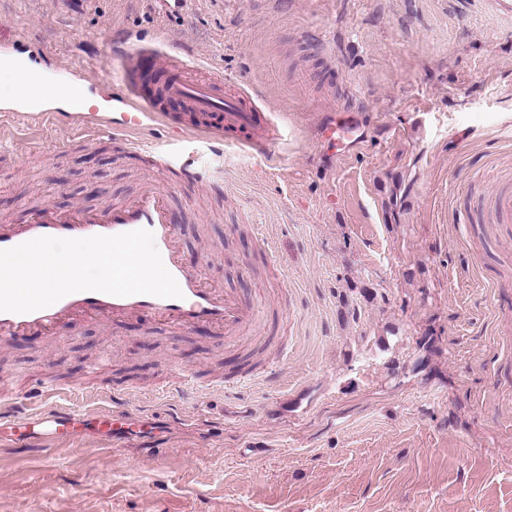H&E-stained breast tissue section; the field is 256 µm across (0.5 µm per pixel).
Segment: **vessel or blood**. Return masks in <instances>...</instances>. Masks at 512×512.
<instances>
[{
    "label": "vessel or blood",
    "mask_w": 512,
    "mask_h": 512,
    "mask_svg": "<svg viewBox=\"0 0 512 512\" xmlns=\"http://www.w3.org/2000/svg\"><path fill=\"white\" fill-rule=\"evenodd\" d=\"M112 72L110 81L120 87L114 95V106L124 119L113 123L92 106H82L66 113L65 119L73 127L89 136H97L110 128L125 136L127 148L149 156L156 167L177 169L186 187L207 184L212 176L199 167L197 151L189 132H174L175 147L164 149L139 137L146 122L154 117L155 106L137 93L140 62L144 48L127 38L110 47ZM22 53L17 48L0 45V79H11L21 71ZM156 66L163 74L161 94L181 101L190 111L213 116L218 124L214 133L203 136L206 145L220 144L228 132L237 133L243 145L254 154L272 160V147L276 130L257 105L244 103L242 97L224 92L220 78L211 76L189 81L183 76L184 66L173 56L159 53ZM65 70L50 69L33 83L29 93L19 99L0 101V124L7 120L28 119L39 121L49 117L47 103L63 83ZM361 104L353 102L336 113L323 115L316 127L318 137L350 148L359 143L364 126L359 120ZM171 194L168 187L147 181L133 198L119 204L105 203L99 207L78 206L69 210L43 207L32 210L21 224H0V249H8L26 241L51 236L58 238H86L95 235H116L136 229L150 230L163 263L179 284L181 297L162 298L151 295L118 297L96 291L69 294L55 304L29 313L0 312V337L19 334L46 336L68 318L75 315L97 317L107 322L135 317L162 324L177 330H189L205 323L236 336L244 327L256 323L257 313L246 299L229 291L208 287L198 269L187 267L179 255L178 230L170 209ZM495 222L512 224V192L495 194L485 201ZM165 391L179 396L200 393L201 384L196 377L183 370L173 372L165 384ZM60 392L51 373L38 375L0 402V435H8L15 452L20 454L45 453L49 444L73 436L79 428L94 424L108 436L123 437L131 414L126 408V391L120 386H105L101 392L111 402L108 409L92 415L76 413L70 409L51 406L50 401ZM41 397V408H34L32 400Z\"/></svg>",
    "instance_id": "1"
}]
</instances>
